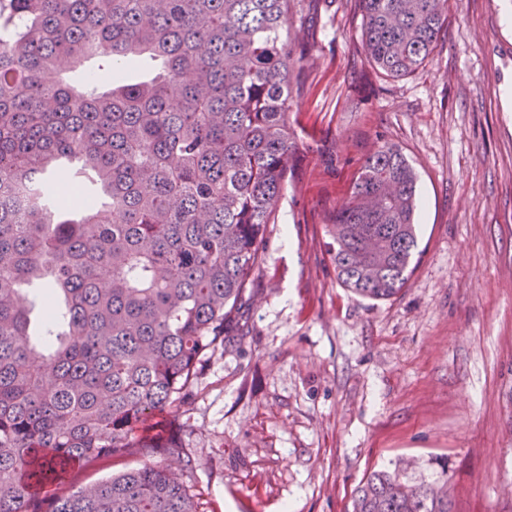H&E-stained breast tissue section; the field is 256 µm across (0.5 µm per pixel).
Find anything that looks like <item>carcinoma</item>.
Segmentation results:
<instances>
[{"instance_id":"1","label":"carcinoma","mask_w":512,"mask_h":512,"mask_svg":"<svg viewBox=\"0 0 512 512\" xmlns=\"http://www.w3.org/2000/svg\"><path fill=\"white\" fill-rule=\"evenodd\" d=\"M289 0H0V512H196L183 439L155 414L186 402L205 353L240 330L276 202L303 159L289 121ZM380 77L424 67L449 0H356ZM162 70L68 81L90 59ZM75 160L106 199L70 219L49 175ZM417 173L398 145L365 152L327 224L354 294L401 292L418 253ZM53 302L32 333L25 287ZM176 457L182 468L150 458ZM148 462L57 495L77 466ZM351 512H452L448 479L374 471Z\"/></svg>"}]
</instances>
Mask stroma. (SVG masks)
Segmentation results:
<instances>
[{
	"mask_svg": "<svg viewBox=\"0 0 512 512\" xmlns=\"http://www.w3.org/2000/svg\"><path fill=\"white\" fill-rule=\"evenodd\" d=\"M356 0H291L308 154L268 225L243 334L199 364L196 512H348L372 471H448L453 512H512V0H449L426 67H367ZM418 175L421 258L386 301L336 278L325 226L376 138Z\"/></svg>",
	"mask_w": 512,
	"mask_h": 512,
	"instance_id": "35a3bbf8",
	"label": "stroma"
}]
</instances>
